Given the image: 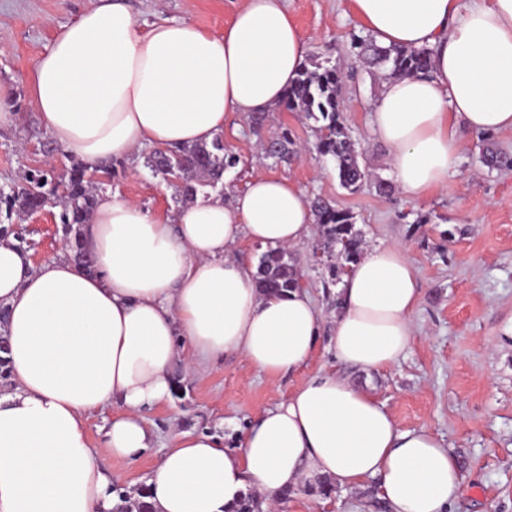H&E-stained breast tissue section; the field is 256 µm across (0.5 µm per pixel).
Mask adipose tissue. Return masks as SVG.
I'll use <instances>...</instances> for the list:
<instances>
[{"mask_svg":"<svg viewBox=\"0 0 512 512\" xmlns=\"http://www.w3.org/2000/svg\"><path fill=\"white\" fill-rule=\"evenodd\" d=\"M384 46L428 48L429 73L387 81L373 134L410 199L446 187L460 129L512 130V0H352ZM307 43L281 0H245L223 33L188 19L139 27L126 0H97L60 26L30 89L42 125L92 166L150 144L212 143L230 113L270 111ZM315 221L307 193L255 172L231 200L198 198L166 215L104 194L84 228L85 271L34 264L0 237V309L12 386L0 392V512H114L107 457L137 462L155 433L146 408L171 398V372L238 354L269 376L311 359L321 319L308 288L261 294L242 242L294 248ZM339 363L392 367L414 335L420 299L400 243L368 249L336 290ZM117 406L99 444L88 417ZM326 477L373 480L390 512H450L460 464L430 429H400L367 387L335 372L306 380L259 414L237 447L181 432L145 491L154 512H231L248 491L275 512L291 489Z\"/></svg>","mask_w":512,"mask_h":512,"instance_id":"1","label":"adipose tissue"}]
</instances>
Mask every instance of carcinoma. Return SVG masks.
<instances>
[{"mask_svg":"<svg viewBox=\"0 0 512 512\" xmlns=\"http://www.w3.org/2000/svg\"><path fill=\"white\" fill-rule=\"evenodd\" d=\"M354 55L364 66L384 73L393 79L432 69L431 53L426 48L383 47L372 39H359ZM341 68L335 64L302 66L295 80L288 86L280 108L289 112H303L319 123L317 152L334 162L337 177L343 188L355 192L368 179V173L359 163L360 152L345 123L339 84ZM265 154L278 162H287L296 153L294 141L284 130L264 148ZM239 158L224 149L217 139L211 144H190L155 149L144 156V166L153 175L172 185L181 198L192 200L206 186L221 181L225 172L235 168ZM91 166L82 161L72 164L67 178L55 182L50 172L33 178V185L14 192L12 201L22 209L33 211L44 207L59 186L62 193L60 223L71 259L85 270L93 271L91 260L82 248V228L89 222L97 203V192L91 187L88 171ZM316 223L322 226V239L316 250L326 258V267L333 284L342 282L361 256V238L355 230L353 214L338 210L318 200L313 204ZM256 286L266 295L283 296L299 286L298 261L286 249L268 250L260 257Z\"/></svg>","mask_w":512,"mask_h":512,"instance_id":"obj_1","label":"carcinoma"}]
</instances>
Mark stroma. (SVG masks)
Segmentation results:
<instances>
[{
	"label": "stroma",
	"mask_w": 512,
	"mask_h": 512,
	"mask_svg": "<svg viewBox=\"0 0 512 512\" xmlns=\"http://www.w3.org/2000/svg\"><path fill=\"white\" fill-rule=\"evenodd\" d=\"M95 0H0V91L14 114L0 125V193L27 186L35 171L67 173L70 153L44 129L27 76L56 28L71 22ZM137 24L189 19L223 31L243 0H128ZM301 29L306 61H332L343 72L345 123L359 161L370 177L355 192L343 188L332 161L320 156L313 121L298 112L273 108L261 132L251 120L231 117L223 143L240 158L225 173L224 197L243 190L253 171L295 182L310 199L321 198L353 214L363 248L404 244L414 263L421 295L412 315L414 336L405 355L383 371H355L351 377L370 387L404 430L431 429L458 457L462 493L452 512H512V166L487 167L483 150L512 158V131L463 133V149L447 187L421 200L393 186L391 152L372 132L371 120L383 77L362 66L351 44L366 30L351 0H283ZM289 130L298 155L291 162L267 159L263 146ZM143 150L121 158L106 190L162 214L177 208L175 190L143 165ZM391 182L380 191L378 180ZM60 209L33 213L0 203V225L30 252L34 263L59 256L64 238ZM303 277L322 322L319 347L298 373L271 377L238 354L208 363L201 374L174 368L175 393L145 415L157 435L137 462L107 459L105 465L128 497H137L147 476L174 436L204 428L222 434L235 447L240 433L265 408L308 378L339 371L331 345L336 298L324 286L325 267L308 263L311 243L297 249ZM279 512H387L374 487L333 486L329 495L300 487Z\"/></svg>",
	"instance_id": "1"
}]
</instances>
